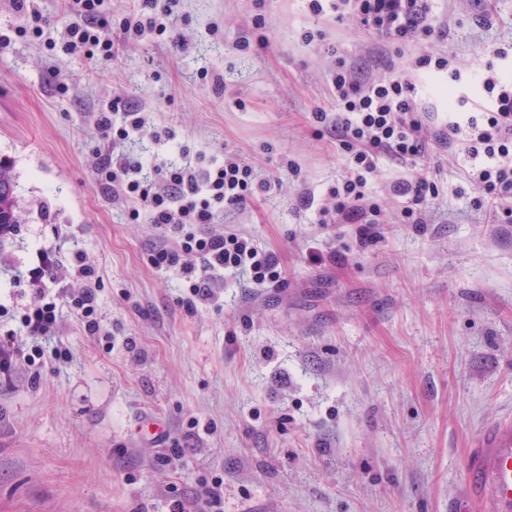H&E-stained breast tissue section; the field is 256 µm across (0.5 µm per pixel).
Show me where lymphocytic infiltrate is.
Returning <instances> with one entry per match:
<instances>
[{
	"label": "lymphocytic infiltrate",
	"instance_id": "lymphocytic-infiltrate-1",
	"mask_svg": "<svg viewBox=\"0 0 512 512\" xmlns=\"http://www.w3.org/2000/svg\"><path fill=\"white\" fill-rule=\"evenodd\" d=\"M179 4L180 0H138L133 10L116 22L105 10V0H63L72 21L61 34L59 48L66 55L108 61L115 31L128 41L146 34L173 40ZM328 7L337 21L354 20L393 44L426 43L435 33L428 0H333ZM328 7L323 0H308L312 15H321ZM491 55L493 60L481 71L479 80L490 109L433 131L415 99L414 77L425 71L459 81L461 71L453 58L427 50L413 58L407 69L380 79L358 77L345 62H338L331 73L336 112L331 115L319 108L312 118L321 131L334 137L346 157L349 173L329 188L328 204L319 211L322 223H332L340 215L356 224H368L379 216V204L370 201L365 189L383 156L411 165L410 180L399 183L396 190L407 200L403 210L407 223H425L428 208L439 195L427 161L447 142L465 146L471 162L467 179L476 192L475 209L492 203L506 221H512V72L496 65L497 60L512 53L499 47ZM152 124L150 113L118 99L99 113L96 122L100 131L110 135L114 147L98 162L101 188L131 202V219L144 214L158 229L181 234L176 247L153 251L150 265L157 270H180L187 293L185 303L191 308L212 301V284L224 271L245 277L256 286L278 284L281 273L276 253L258 249L248 237L207 230L224 208L245 204L255 193L270 192L275 181L258 178L254 168L234 154L225 155L222 163L200 169L190 163L148 167L133 154L121 151V144L148 130L157 139L175 138L172 128L156 130ZM72 278L84 281V288H70ZM32 284L42 301L26 309L15 329L0 335V368L8 367L15 355L31 364L43 357L42 342L58 324L59 302L70 304L89 335L104 333L98 316L95 270L83 255H76L71 276L59 275L46 263L36 270ZM18 332L31 339V349L16 345L14 335Z\"/></svg>",
	"mask_w": 512,
	"mask_h": 512
}]
</instances>
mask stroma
<instances>
[{"instance_id":"1","label":"stroma","mask_w":512,"mask_h":512,"mask_svg":"<svg viewBox=\"0 0 512 512\" xmlns=\"http://www.w3.org/2000/svg\"><path fill=\"white\" fill-rule=\"evenodd\" d=\"M180 2L179 43L116 33L103 62L49 50L71 18L38 0L43 36L0 52V160L22 216L0 242V304L36 302L12 276L37 266L40 247L62 268L80 250L110 333L94 340L63 309L51 344L67 357L19 360L0 376V512H169L177 496L201 512L214 487V512H477L464 498L467 450L512 420V223L472 207L457 145L433 158L428 223H403L392 186L411 170L389 158L367 187L385 218L370 238L319 223L346 174L312 120L334 109L330 71L343 59L384 77L406 56L352 22L312 16L306 0ZM431 5V48L458 62L456 93L472 111L490 50L512 45V0ZM204 68L222 86L201 80ZM117 97L177 133H144L134 155L205 167L230 151L280 181L212 226L274 251L278 285L226 274L213 302L188 311L179 273L148 262L175 236L130 220L97 184L112 142L95 121ZM283 153L301 179L279 166Z\"/></svg>"}]
</instances>
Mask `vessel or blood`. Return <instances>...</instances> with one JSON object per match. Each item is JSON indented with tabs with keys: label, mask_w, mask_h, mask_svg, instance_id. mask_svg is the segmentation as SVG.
<instances>
[{
	"label": "vessel or blood",
	"mask_w": 512,
	"mask_h": 512,
	"mask_svg": "<svg viewBox=\"0 0 512 512\" xmlns=\"http://www.w3.org/2000/svg\"><path fill=\"white\" fill-rule=\"evenodd\" d=\"M466 495L481 512H512V423L489 427L469 449Z\"/></svg>",
	"instance_id": "obj_1"
}]
</instances>
